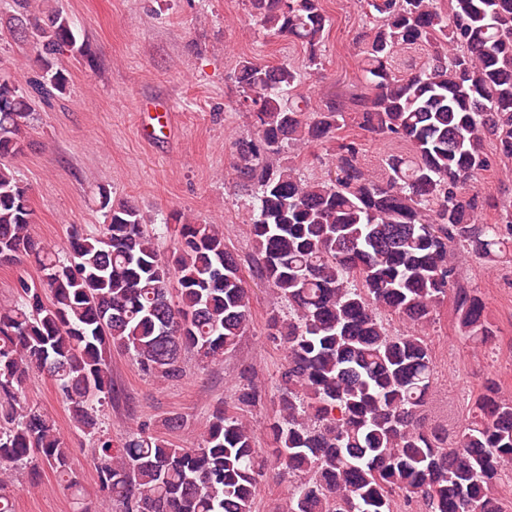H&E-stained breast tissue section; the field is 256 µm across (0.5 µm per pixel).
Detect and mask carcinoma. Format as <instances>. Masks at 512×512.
Instances as JSON below:
<instances>
[{
    "instance_id": "1",
    "label": "carcinoma",
    "mask_w": 512,
    "mask_h": 512,
    "mask_svg": "<svg viewBox=\"0 0 512 512\" xmlns=\"http://www.w3.org/2000/svg\"><path fill=\"white\" fill-rule=\"evenodd\" d=\"M270 35L301 44L321 65L330 26L322 0H249ZM11 39L30 44L39 75L26 90L0 80V264L34 259L37 279L19 278L17 300L0 306V473L47 467L72 489L68 449L56 423L20 394L33 373L56 386L73 421L92 433L112 401V349L145 374L182 375V350L223 358L250 325L245 277L216 224L179 212L155 224L139 208L94 197L106 222L95 235L71 226L67 256L32 236L35 213L10 160L22 154L36 97L65 93L57 67L65 51L86 53L74 23L45 0H14ZM378 15L356 39L359 83L349 97L315 108L295 95L301 71L288 63L243 61L236 82L255 137L236 143L237 173L257 186L249 216L258 273L288 315L268 321L287 348L279 409L266 425L263 457L251 427L213 413L195 448H173L143 429L122 447L98 438L102 498L121 512H252L267 467L298 477L287 512H503L495 493L512 463V399L494 380L471 399L457 440L426 427L422 408L434 383L431 350L418 328L445 299L474 346L494 335L482 297L460 283L448 256L461 248L494 261L512 247V212L478 224L475 190L489 167L488 138L512 158V0H358ZM427 52L398 74L395 54ZM352 120L401 141L385 156V181L362 165V143L338 131ZM335 144L334 170L302 178L282 161L294 142ZM174 233L166 256L159 240ZM406 331L392 333L385 317Z\"/></svg>"
}]
</instances>
